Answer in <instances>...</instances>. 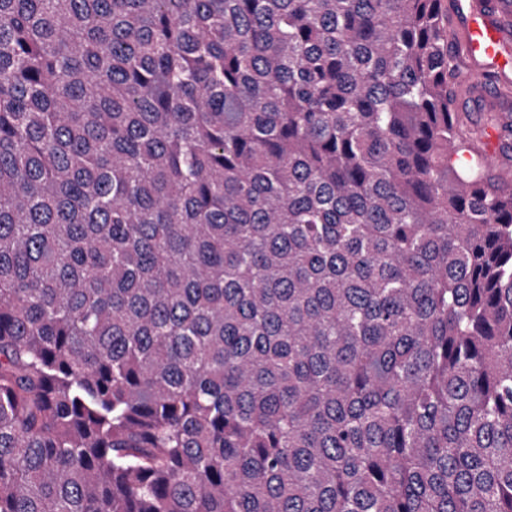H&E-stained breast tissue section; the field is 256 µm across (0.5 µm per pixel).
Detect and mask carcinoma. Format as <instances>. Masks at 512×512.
<instances>
[{"instance_id":"cac0c4a2","label":"carcinoma","mask_w":512,"mask_h":512,"mask_svg":"<svg viewBox=\"0 0 512 512\" xmlns=\"http://www.w3.org/2000/svg\"><path fill=\"white\" fill-rule=\"evenodd\" d=\"M451 2L0 0V512H512Z\"/></svg>"}]
</instances>
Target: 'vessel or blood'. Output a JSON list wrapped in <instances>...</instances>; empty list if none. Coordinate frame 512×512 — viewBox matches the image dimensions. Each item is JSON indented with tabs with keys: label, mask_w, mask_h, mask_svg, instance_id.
<instances>
[{
	"label": "vessel or blood",
	"mask_w": 512,
	"mask_h": 512,
	"mask_svg": "<svg viewBox=\"0 0 512 512\" xmlns=\"http://www.w3.org/2000/svg\"><path fill=\"white\" fill-rule=\"evenodd\" d=\"M454 14L464 60L457 88L480 89L484 72L495 71L494 100L499 111L512 110V0H455Z\"/></svg>",
	"instance_id": "obj_1"
}]
</instances>
